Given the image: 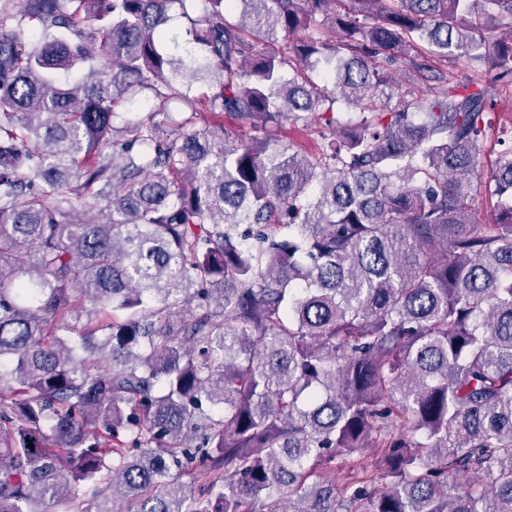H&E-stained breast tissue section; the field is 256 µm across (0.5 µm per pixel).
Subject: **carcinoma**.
<instances>
[{
	"label": "carcinoma",
	"instance_id": "carcinoma-1",
	"mask_svg": "<svg viewBox=\"0 0 512 512\" xmlns=\"http://www.w3.org/2000/svg\"><path fill=\"white\" fill-rule=\"evenodd\" d=\"M187 2L0 0V512H512V126L469 205L512 0ZM399 63L433 100L376 106ZM320 114L319 112L303 113V116L297 121L284 120L280 128L275 131L280 143L283 146H290V153L308 156L316 153L321 144L320 139L316 136L304 135L301 129L304 125L320 127V124L323 123ZM471 208L473 217L478 224H491L493 222L492 206L484 193L483 187L479 185L472 191Z\"/></svg>",
	"mask_w": 512,
	"mask_h": 512
}]
</instances>
